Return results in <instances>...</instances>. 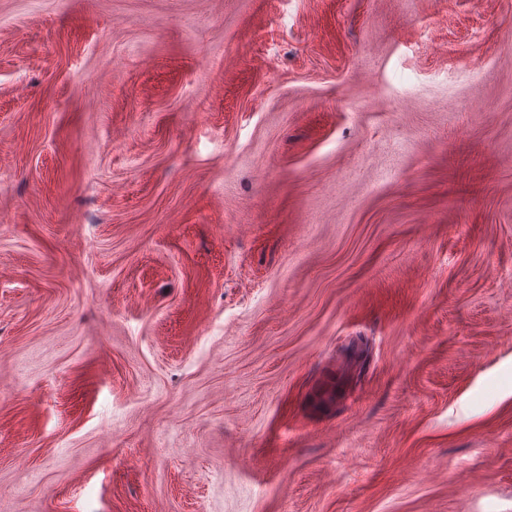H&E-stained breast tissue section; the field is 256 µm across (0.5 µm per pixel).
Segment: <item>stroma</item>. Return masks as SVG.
Returning <instances> with one entry per match:
<instances>
[{
	"label": "stroma",
	"instance_id": "obj_1",
	"mask_svg": "<svg viewBox=\"0 0 512 512\" xmlns=\"http://www.w3.org/2000/svg\"><path fill=\"white\" fill-rule=\"evenodd\" d=\"M0 512H512V0H0Z\"/></svg>",
	"mask_w": 512,
	"mask_h": 512
}]
</instances>
